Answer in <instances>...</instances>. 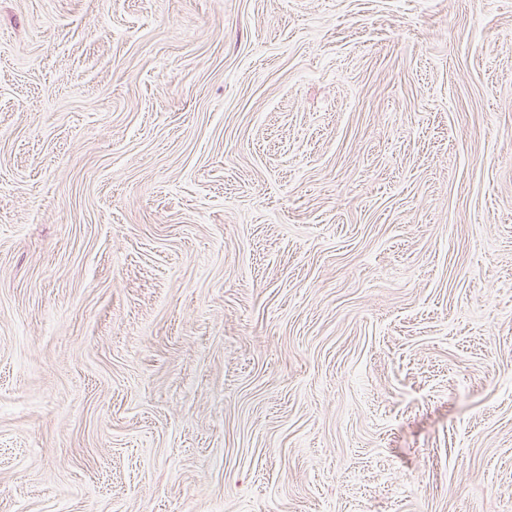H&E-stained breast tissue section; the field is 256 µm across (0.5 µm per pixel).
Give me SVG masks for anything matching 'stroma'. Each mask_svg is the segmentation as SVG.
<instances>
[{"mask_svg":"<svg viewBox=\"0 0 512 512\" xmlns=\"http://www.w3.org/2000/svg\"><path fill=\"white\" fill-rule=\"evenodd\" d=\"M0 512H512V0H0Z\"/></svg>","mask_w":512,"mask_h":512,"instance_id":"35a3bbf8","label":"stroma"}]
</instances>
